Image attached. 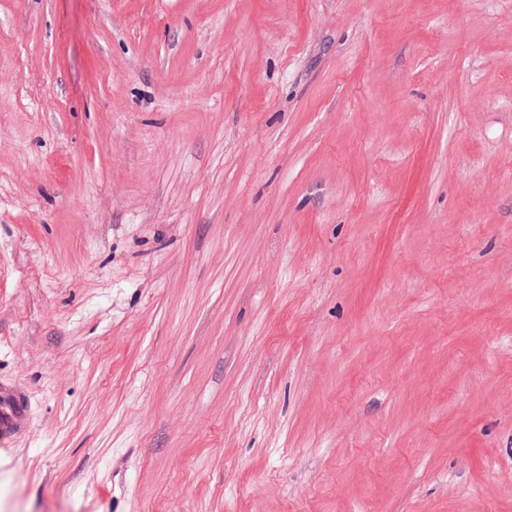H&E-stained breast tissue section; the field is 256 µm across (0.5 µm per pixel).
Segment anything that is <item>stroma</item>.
<instances>
[{
    "instance_id": "35a3bbf8",
    "label": "stroma",
    "mask_w": 512,
    "mask_h": 512,
    "mask_svg": "<svg viewBox=\"0 0 512 512\" xmlns=\"http://www.w3.org/2000/svg\"><path fill=\"white\" fill-rule=\"evenodd\" d=\"M0 512H512V0H0ZM28 405L24 396L13 389H0V435L11 438L27 425Z\"/></svg>"
}]
</instances>
